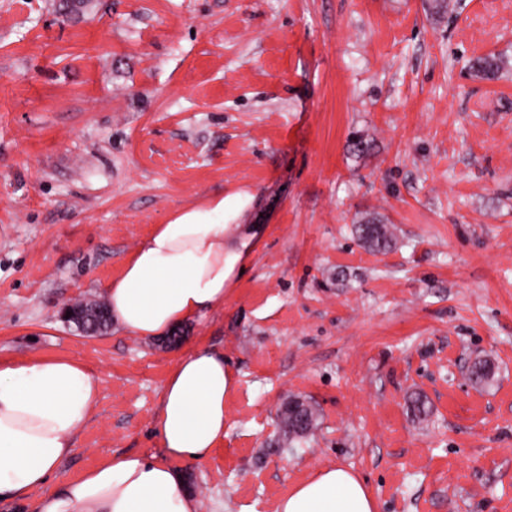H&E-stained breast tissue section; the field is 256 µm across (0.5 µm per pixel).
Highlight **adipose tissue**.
<instances>
[{"label":"adipose tissue","instance_id":"1","mask_svg":"<svg viewBox=\"0 0 512 512\" xmlns=\"http://www.w3.org/2000/svg\"><path fill=\"white\" fill-rule=\"evenodd\" d=\"M240 205V195L221 196L154 226L107 289L110 313L124 332L161 337L223 305L251 243L247 236L235 244L226 236L224 217ZM236 385L222 352L182 354L155 416L165 460L116 454L51 492L49 480L73 451L98 380L73 356L0 360V497L34 501L36 512H200L177 465L204 461L223 443L225 405ZM275 512H378V504L354 472L335 465L293 485Z\"/></svg>","mask_w":512,"mask_h":512}]
</instances>
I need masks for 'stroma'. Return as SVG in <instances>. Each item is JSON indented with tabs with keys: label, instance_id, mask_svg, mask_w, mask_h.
Returning a JSON list of instances; mask_svg holds the SVG:
<instances>
[{
	"label": "stroma",
	"instance_id": "1",
	"mask_svg": "<svg viewBox=\"0 0 512 512\" xmlns=\"http://www.w3.org/2000/svg\"><path fill=\"white\" fill-rule=\"evenodd\" d=\"M453 2L435 21L424 0H0V359L74 356L100 382L50 490L161 455L163 384L203 346L237 387L223 443L180 466L201 512H275L330 465L379 512H512V0ZM489 54L491 81L472 69ZM223 193L245 202L229 239L258 241L178 346L62 318ZM366 217L391 251L356 241ZM291 396L319 426L287 448ZM357 223L354 225V233L361 245L379 253L393 248L395 235L390 224H383L376 217ZM468 378L475 386H486L494 379V366L486 357H476L468 366Z\"/></svg>",
	"mask_w": 512,
	"mask_h": 512
}]
</instances>
